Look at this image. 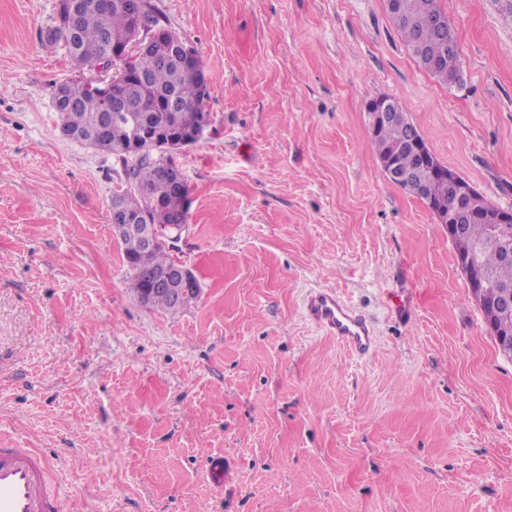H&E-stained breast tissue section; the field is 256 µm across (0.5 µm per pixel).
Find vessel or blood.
Instances as JSON below:
<instances>
[{"label":"vessel or blood","instance_id":"b4317fda","mask_svg":"<svg viewBox=\"0 0 512 512\" xmlns=\"http://www.w3.org/2000/svg\"><path fill=\"white\" fill-rule=\"evenodd\" d=\"M307 318L350 352L364 356L375 348L371 324L332 290H316L305 303ZM50 461L32 449L0 448V512H61L47 489Z\"/></svg>","mask_w":512,"mask_h":512}]
</instances>
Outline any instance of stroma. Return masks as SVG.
I'll list each match as a JSON object with an SVG mask.
<instances>
[{"instance_id": "35a3bbf8", "label": "stroma", "mask_w": 512, "mask_h": 512, "mask_svg": "<svg viewBox=\"0 0 512 512\" xmlns=\"http://www.w3.org/2000/svg\"><path fill=\"white\" fill-rule=\"evenodd\" d=\"M151 2L210 78L211 125L174 156L172 256L202 288L176 312L128 286L120 163L59 133L51 89L76 71L40 39L57 0H0V448L52 459L63 512H512V359L365 112L400 101L512 209V14L440 0L460 47L446 84L386 0ZM315 289L370 319L372 354L306 319Z\"/></svg>"}]
</instances>
